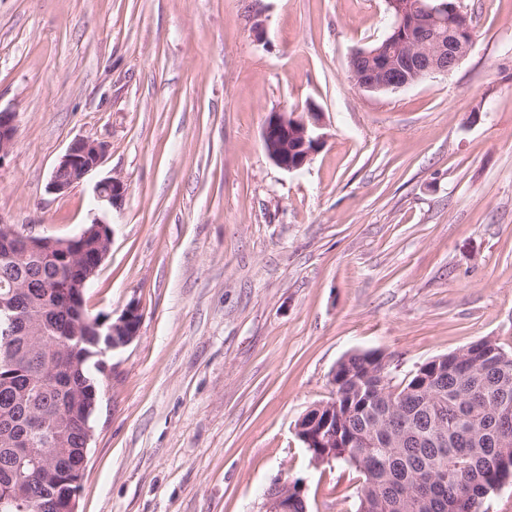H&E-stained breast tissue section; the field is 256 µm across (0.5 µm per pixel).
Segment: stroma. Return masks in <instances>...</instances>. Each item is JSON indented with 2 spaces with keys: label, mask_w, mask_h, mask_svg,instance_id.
Listing matches in <instances>:
<instances>
[{
  "label": "stroma",
  "mask_w": 512,
  "mask_h": 512,
  "mask_svg": "<svg viewBox=\"0 0 512 512\" xmlns=\"http://www.w3.org/2000/svg\"><path fill=\"white\" fill-rule=\"evenodd\" d=\"M460 5L478 39L452 72L369 93L348 64L387 36L385 0H0V222L69 238L104 216L86 308L142 314L78 512H262L299 478L308 512H356V473L296 432L338 362L378 350L399 380L482 339L512 353V0ZM310 105L325 143L284 171L263 127ZM78 138L104 162L49 192ZM15 132V113L0 109V166L12 149ZM126 184L117 177H107L95 184L94 194L97 206L101 210H108L122 204L126 196Z\"/></svg>",
  "instance_id": "stroma-1"
}]
</instances>
